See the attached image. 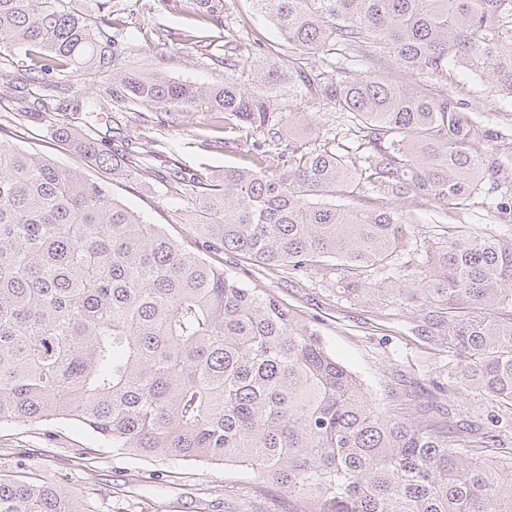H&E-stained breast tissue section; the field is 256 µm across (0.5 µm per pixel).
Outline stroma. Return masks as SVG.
Returning a JSON list of instances; mask_svg holds the SVG:
<instances>
[{"label":"stroma","instance_id":"1","mask_svg":"<svg viewBox=\"0 0 512 512\" xmlns=\"http://www.w3.org/2000/svg\"><path fill=\"white\" fill-rule=\"evenodd\" d=\"M112 4L147 68L177 81L223 80V64L201 50L196 38L177 45L169 39L170 31L184 27L192 0H112ZM221 36L237 45L256 40L268 45L281 42L277 28L255 11L252 0H226ZM448 89L472 108L478 121L512 136V100L462 73L449 82ZM86 122L85 113L55 111L39 122L13 117L10 128L16 143L75 167L80 158L55 146L52 131L64 123L83 134ZM138 126L143 129L144 148L157 178L146 185L118 182L112 192L134 210L146 213L153 223L165 225L173 237L190 239V219L176 212L162 181L168 168L176 163L222 173L224 168L242 165L260 135L247 130L225 133L220 112L196 107L166 112L140 101L116 113L113 122L100 125L104 149L120 147L126 131ZM416 210L422 220L416 230L420 237L434 224H464L480 235H512V214L479 203L458 211L443 210L424 200ZM211 259L249 287L275 296L314 322L327 350L359 376L380 410L404 418L450 414L470 421L482 416L485 402L479 395L433 391V382L448 381V355L432 350L425 339L416 336L411 312L395 310L388 297L352 299L315 274L297 281L233 255L215 253ZM87 457L99 473L107 475V482L88 479L83 467ZM0 476L27 477L62 487L88 512H209L208 504L216 498L224 500L227 512H263L268 499L238 468L119 455L73 422L51 425L46 435L29 425L1 424Z\"/></svg>","mask_w":512,"mask_h":512}]
</instances>
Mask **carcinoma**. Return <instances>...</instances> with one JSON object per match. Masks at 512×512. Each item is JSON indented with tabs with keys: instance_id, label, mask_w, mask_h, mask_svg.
<instances>
[{
	"instance_id": "obj_1",
	"label": "carcinoma",
	"mask_w": 512,
	"mask_h": 512,
	"mask_svg": "<svg viewBox=\"0 0 512 512\" xmlns=\"http://www.w3.org/2000/svg\"><path fill=\"white\" fill-rule=\"evenodd\" d=\"M252 2L288 64L255 41L207 85L136 66L111 0L98 16L69 0H0V43L32 52L24 82L92 68L112 77L117 104L200 106L262 133L243 166L215 177L169 168L191 242L112 194L154 175L139 137L108 154L58 127L93 178L0 136V423L76 421L121 454L241 468L288 512H512V239L434 224L421 255L402 260L419 224L404 200L466 210L480 197L512 212V145L448 92L459 71L512 98V0ZM223 15L224 0H194L197 28ZM331 56L370 69L308 63ZM72 97L99 126L98 100ZM12 102L32 118L53 110L49 97ZM296 102L346 118L353 142L283 143V122L316 124ZM369 190L385 203H336ZM207 252L391 297L415 335L450 353L454 392H482L483 425L377 411L313 325ZM0 512L84 509L53 485L0 478Z\"/></svg>"
}]
</instances>
